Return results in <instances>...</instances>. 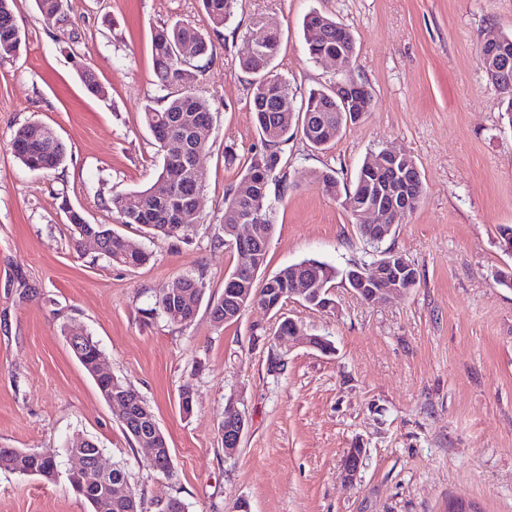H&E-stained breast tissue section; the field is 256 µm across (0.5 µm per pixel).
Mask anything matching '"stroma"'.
<instances>
[{
	"instance_id": "35a3bbf8",
	"label": "stroma",
	"mask_w": 512,
	"mask_h": 512,
	"mask_svg": "<svg viewBox=\"0 0 512 512\" xmlns=\"http://www.w3.org/2000/svg\"><path fill=\"white\" fill-rule=\"evenodd\" d=\"M318 11L356 40L351 75L372 107L328 149L293 136L282 146L289 186L271 214L265 276L315 257L338 269L404 256L414 288L371 303L337 278L335 307L291 300L280 311L246 308L216 325L200 306L189 326L152 307L180 275L203 276L216 298L236 266L215 246L224 196L262 141L248 107L240 59L251 38L280 34L273 66L296 98L341 78L335 62L309 58L304 17ZM18 55L0 59V448L50 451L62 469L76 435L93 439L106 465L124 466L147 512L176 497L188 512H512V255L499 229L512 225V119L487 78L481 44L512 33V0H243L199 59L201 95L213 105L198 228L188 240L152 239L120 223L111 199L145 189L162 154L142 125L165 94L151 36L176 22L208 31L198 0H68L69 42L17 0ZM94 72L104 96L80 76ZM38 120L65 145L64 164L34 173L11 139ZM413 157L423 182L414 211L378 248L362 239L340 195L315 179L335 171L352 184L379 150ZM80 211L152 254L133 268L75 244L65 209ZM326 337L324 353L276 341L281 318ZM78 323L98 341L114 378L133 385L168 440L172 469H153L122 429L61 329ZM191 387L183 414L179 393ZM246 427L224 454V407ZM366 455L354 482L340 471L347 449ZM0 512H91L65 478L0 470Z\"/></svg>"
}]
</instances>
